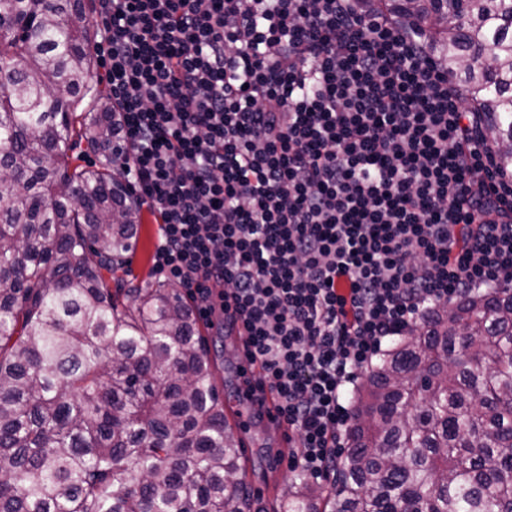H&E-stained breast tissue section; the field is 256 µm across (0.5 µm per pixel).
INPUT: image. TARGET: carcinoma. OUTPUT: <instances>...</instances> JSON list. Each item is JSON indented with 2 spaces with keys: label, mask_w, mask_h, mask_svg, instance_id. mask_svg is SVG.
Segmentation results:
<instances>
[{
  "label": "carcinoma",
  "mask_w": 512,
  "mask_h": 512,
  "mask_svg": "<svg viewBox=\"0 0 512 512\" xmlns=\"http://www.w3.org/2000/svg\"><path fill=\"white\" fill-rule=\"evenodd\" d=\"M419 27L512 168V0H377ZM27 0H0V24ZM83 0L0 34V512H241L252 501L191 306L130 273L140 209L112 138ZM328 489L276 512H512V290L465 295L393 341L357 389Z\"/></svg>",
  "instance_id": "1"
}]
</instances>
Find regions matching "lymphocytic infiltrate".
<instances>
[{"label": "lymphocytic infiltrate", "mask_w": 512, "mask_h": 512, "mask_svg": "<svg viewBox=\"0 0 512 512\" xmlns=\"http://www.w3.org/2000/svg\"><path fill=\"white\" fill-rule=\"evenodd\" d=\"M364 3L100 0L105 153L156 217L155 268L243 324L311 477L384 345L512 288V176L447 68Z\"/></svg>", "instance_id": "f902f5d3"}]
</instances>
